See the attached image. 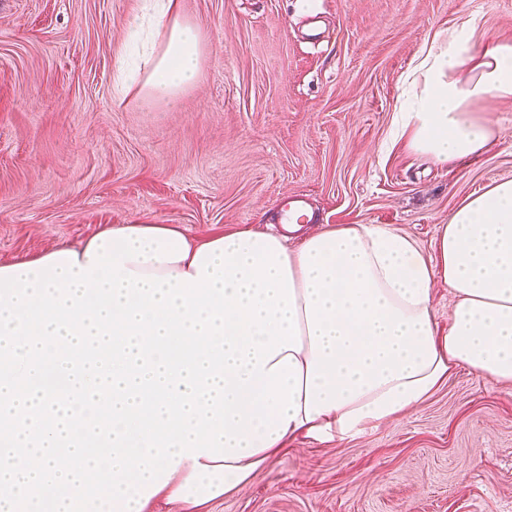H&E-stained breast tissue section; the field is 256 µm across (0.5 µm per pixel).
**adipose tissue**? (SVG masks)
<instances>
[{
    "label": "adipose tissue",
    "instance_id": "obj_1",
    "mask_svg": "<svg viewBox=\"0 0 512 512\" xmlns=\"http://www.w3.org/2000/svg\"><path fill=\"white\" fill-rule=\"evenodd\" d=\"M156 41L122 91L175 105L204 35L144 0ZM394 141L445 165L495 143L473 101L512 102V44L437 33L404 78ZM452 297L437 324L434 280ZM461 366L512 385V180L469 196L436 254L373 224L288 237L109 224L0 263V512H212L289 443L364 435Z\"/></svg>",
    "mask_w": 512,
    "mask_h": 512
}]
</instances>
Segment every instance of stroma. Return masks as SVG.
Wrapping results in <instances>:
<instances>
[{
	"label": "stroma",
	"instance_id": "35a3bbf8",
	"mask_svg": "<svg viewBox=\"0 0 512 512\" xmlns=\"http://www.w3.org/2000/svg\"><path fill=\"white\" fill-rule=\"evenodd\" d=\"M178 3L203 30L202 73L149 109L113 81L142 0H0V262L105 224L267 230L291 194L316 216L303 233L377 224L430 253L449 212L512 180V103L473 104L499 131L474 160L439 166L389 144L414 57L446 30L512 43V0ZM214 509L512 512V386L457 368L364 436L290 443Z\"/></svg>",
	"mask_w": 512,
	"mask_h": 512
}]
</instances>
